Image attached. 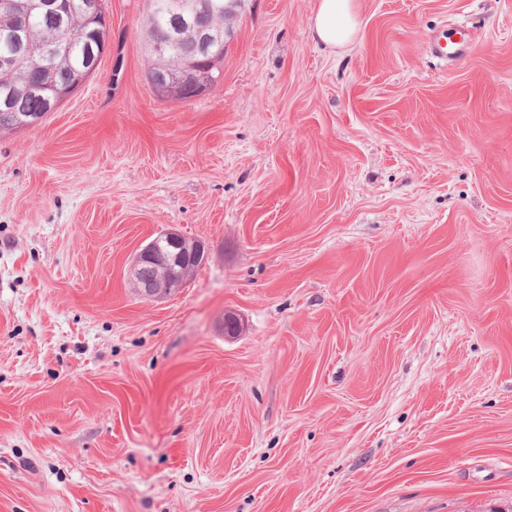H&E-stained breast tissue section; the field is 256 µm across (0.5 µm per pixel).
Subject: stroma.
<instances>
[{
  "instance_id": "stroma-1",
  "label": "stroma",
  "mask_w": 512,
  "mask_h": 512,
  "mask_svg": "<svg viewBox=\"0 0 512 512\" xmlns=\"http://www.w3.org/2000/svg\"><path fill=\"white\" fill-rule=\"evenodd\" d=\"M316 2L244 0L177 100L103 0L0 131V512H512V0H360L336 53ZM168 231L204 256L148 300ZM203 248L175 232H166L154 237L136 254L130 276L134 287L147 299H162L185 286L192 264L199 260ZM158 270L154 277L155 270ZM150 265V266H146ZM154 279L144 282L140 277Z\"/></svg>"
}]
</instances>
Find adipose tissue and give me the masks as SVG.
I'll use <instances>...</instances> for the list:
<instances>
[{"mask_svg": "<svg viewBox=\"0 0 512 512\" xmlns=\"http://www.w3.org/2000/svg\"><path fill=\"white\" fill-rule=\"evenodd\" d=\"M358 0H317L309 19L315 40L331 49L354 43L360 28Z\"/></svg>", "mask_w": 512, "mask_h": 512, "instance_id": "obj_1", "label": "adipose tissue"}]
</instances>
